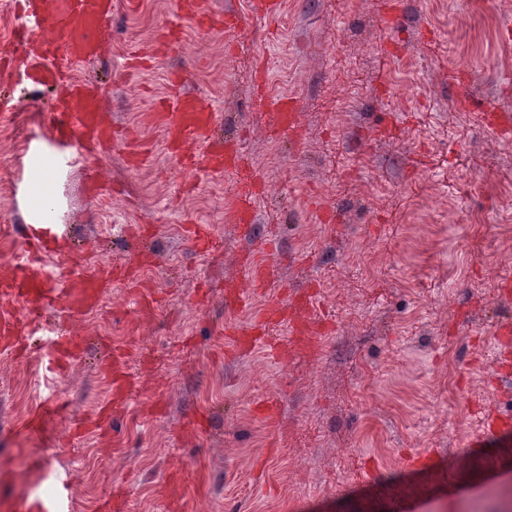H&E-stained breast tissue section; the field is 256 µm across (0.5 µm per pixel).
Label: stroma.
Instances as JSON below:
<instances>
[{
    "label": "stroma",
    "mask_w": 512,
    "mask_h": 512,
    "mask_svg": "<svg viewBox=\"0 0 512 512\" xmlns=\"http://www.w3.org/2000/svg\"><path fill=\"white\" fill-rule=\"evenodd\" d=\"M113 2L100 55L69 74L96 83L130 145L58 165L51 93L0 74V274L20 246L13 227L36 221L27 185L41 162L52 234L80 254L49 261L51 287L147 253L158 305L142 316L131 286L115 285L96 319L50 310L33 349L0 363V512L24 497L103 512L116 489L125 512H488L512 500V436L475 438L487 414L512 416L500 377L512 347L493 336L512 322V297L497 292L512 268V140L471 121L454 83L466 73L476 98L512 112V43L498 33L512 0H401L392 29L388 0H284L273 22L254 14L258 0H205L242 16L231 33L199 30L173 0ZM178 70L216 136L239 144L236 171L188 174L169 156L152 115ZM260 81L295 99L294 132L260 109ZM341 96L349 110L335 119ZM133 149L147 160L132 165ZM88 163L116 195L87 194ZM248 192L247 234L224 198ZM191 224L209 225V251L187 241ZM269 243L280 274L253 310L310 296L312 340L273 321L241 349L224 327L250 317L224 296L242 285L239 256ZM72 335L82 345L57 367L56 339ZM119 350L131 389L102 428L101 362ZM267 400L270 419L257 412ZM50 401L64 405L53 438L27 435V415ZM423 451L433 465L413 466Z\"/></svg>",
    "instance_id": "obj_1"
}]
</instances>
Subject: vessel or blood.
<instances>
[{"mask_svg":"<svg viewBox=\"0 0 512 512\" xmlns=\"http://www.w3.org/2000/svg\"><path fill=\"white\" fill-rule=\"evenodd\" d=\"M24 24L18 31L20 53L15 65L23 67L37 83L54 86L56 107L47 114V130L52 139L68 144L74 154H92L95 148L122 142V135L104 119V104L98 90L85 82L63 80L66 63L96 58L105 21L112 16V0H20ZM183 75L171 78L175 93L161 102L155 119L163 127L167 143L179 155L182 166L205 165L216 173H229L240 163L238 143L217 139L215 114L201 98L181 91ZM259 102L272 112L281 129L296 121L294 102L285 97L259 95ZM48 229L32 224L22 227V248L27 259L17 261L0 277V298L7 307L0 309V343L20 344L45 309L61 304L77 316L95 306L116 281L135 283L128 265H107L89 276L70 281L65 292L50 288L37 256L49 251ZM244 281L252 288H263L276 279L279 263L273 254L244 252L239 260ZM63 408L51 402L34 410L26 420L29 434L48 433Z\"/></svg>","mask_w":512,"mask_h":512,"instance_id":"b4317fda","label":"vessel or blood"}]
</instances>
